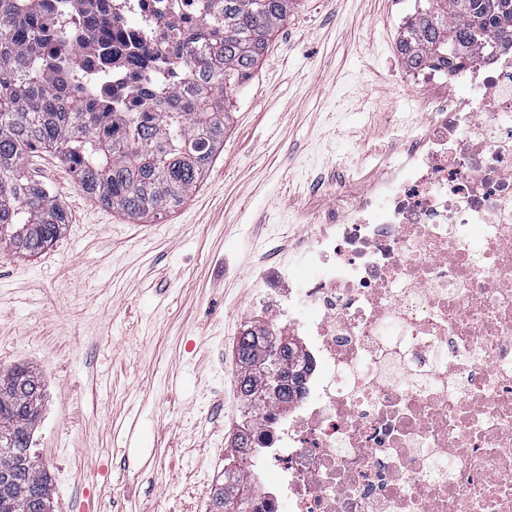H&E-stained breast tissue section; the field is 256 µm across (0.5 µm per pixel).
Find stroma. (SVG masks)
I'll use <instances>...</instances> for the list:
<instances>
[{
  "mask_svg": "<svg viewBox=\"0 0 512 512\" xmlns=\"http://www.w3.org/2000/svg\"><path fill=\"white\" fill-rule=\"evenodd\" d=\"M416 0H294L229 105L224 145L174 212L141 220L80 191L48 152L28 168L70 222L35 257L0 250V369L44 383L34 446L56 512H195L240 418L235 346L257 276L289 258L426 120L402 81Z\"/></svg>",
  "mask_w": 512,
  "mask_h": 512,
  "instance_id": "obj_1",
  "label": "stroma"
}]
</instances>
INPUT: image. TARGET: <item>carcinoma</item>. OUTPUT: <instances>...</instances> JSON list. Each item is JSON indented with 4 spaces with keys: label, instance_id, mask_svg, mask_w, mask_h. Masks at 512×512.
<instances>
[{
    "label": "carcinoma",
    "instance_id": "carcinoma-1",
    "mask_svg": "<svg viewBox=\"0 0 512 512\" xmlns=\"http://www.w3.org/2000/svg\"><path fill=\"white\" fill-rule=\"evenodd\" d=\"M76 0H0V248L37 256L68 224L65 207L26 173L30 154L45 150L67 165L82 192L108 209L138 220L180 207L224 145L226 99L252 77L270 36L292 0H187L191 9L174 35L135 38L130 59L151 62L134 74L135 96L112 95L109 77L82 53L86 25L107 39L112 9L89 17ZM398 50L408 66L439 64L452 72L512 51V0H418ZM186 69L180 88L164 84L170 61ZM296 347L256 326L237 347L239 389L252 411L290 402L303 383ZM39 373L17 365L0 370V512H46L54 484L32 448L44 404ZM254 422L233 441L232 465L243 471ZM252 487L226 483L212 512H247Z\"/></svg>",
    "mask_w": 512,
    "mask_h": 512
}]
</instances>
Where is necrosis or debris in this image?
Listing matches in <instances>:
<instances>
[{
	"label": "necrosis or debris",
	"instance_id": "4bbe7bcc",
	"mask_svg": "<svg viewBox=\"0 0 512 512\" xmlns=\"http://www.w3.org/2000/svg\"><path fill=\"white\" fill-rule=\"evenodd\" d=\"M112 89L165 0L112 7ZM421 131L291 264L262 327L305 337L303 389L257 416L252 512H512V57L455 72Z\"/></svg>",
	"mask_w": 512,
	"mask_h": 512
}]
</instances>
